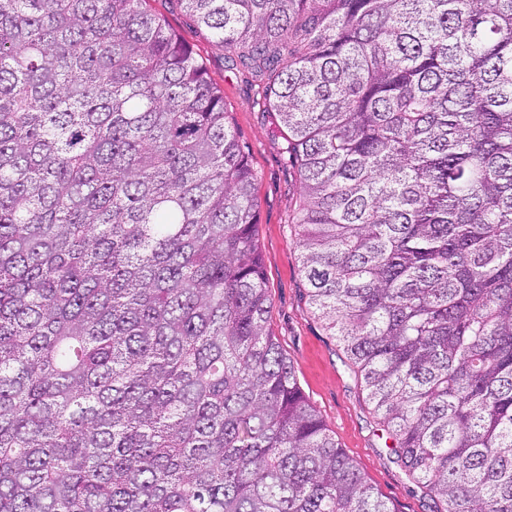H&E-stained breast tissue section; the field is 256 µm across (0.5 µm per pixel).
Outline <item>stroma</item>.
<instances>
[{"mask_svg":"<svg viewBox=\"0 0 512 512\" xmlns=\"http://www.w3.org/2000/svg\"><path fill=\"white\" fill-rule=\"evenodd\" d=\"M148 7L167 20L223 90L230 121L257 172L258 237L270 296L267 324L305 397L392 512H433L432 500L392 459L388 434L366 390L357 383L337 337L329 335L309 303L291 224L299 175L284 150L277 113L263 110L258 87L229 69L211 32L198 27L176 0H149Z\"/></svg>","mask_w":512,"mask_h":512,"instance_id":"obj_1","label":"stroma"}]
</instances>
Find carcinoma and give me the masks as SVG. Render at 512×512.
<instances>
[{"mask_svg": "<svg viewBox=\"0 0 512 512\" xmlns=\"http://www.w3.org/2000/svg\"><path fill=\"white\" fill-rule=\"evenodd\" d=\"M177 2L280 117L395 462L512 512V0ZM256 181L146 0H0V512H391L267 327Z\"/></svg>", "mask_w": 512, "mask_h": 512, "instance_id": "obj_1", "label": "carcinoma"}]
</instances>
